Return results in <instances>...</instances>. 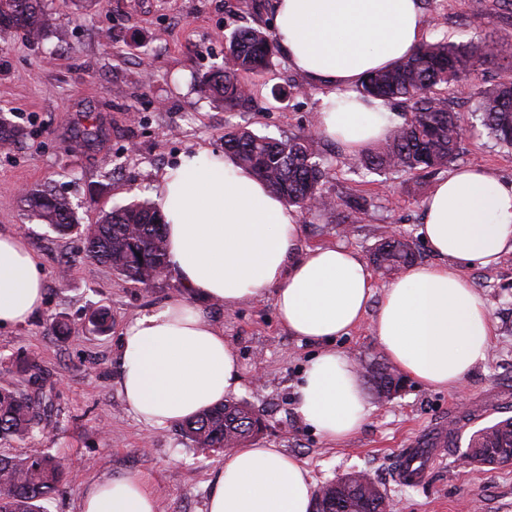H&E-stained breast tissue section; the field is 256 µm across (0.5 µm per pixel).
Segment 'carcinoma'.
<instances>
[{
  "mask_svg": "<svg viewBox=\"0 0 512 512\" xmlns=\"http://www.w3.org/2000/svg\"><path fill=\"white\" fill-rule=\"evenodd\" d=\"M50 28L43 0H0V33L22 30L40 38ZM278 45L260 28L233 33L223 67L203 77V85L229 109L251 100L242 83L243 73L269 67ZM492 63L503 72L491 88L478 92L481 126L499 143L512 148V41L490 40L461 45L448 41L425 42L395 67L377 71L357 92L364 98H382L407 104L411 119L393 126L387 143L378 152L365 151L359 158L367 170L417 172L448 166L464 137L456 113L436 94L442 84L453 86L458 78ZM101 125L91 123L77 130L76 141L89 144L101 137ZM320 139L309 130L284 139L261 136L247 128L224 134V151L266 181L288 204L304 207L320 199L319 209L364 211L350 196H331L323 190L325 170L316 160ZM31 214L59 234L77 228L68 199L51 190H37L25 197ZM83 258L108 265L119 275L148 285L166 268V243L161 210L151 202H135L105 213L87 228L81 249ZM418 252L413 238L401 232L386 234L372 250L377 269L394 272L413 264ZM23 377L0 380V439L21 442L36 439L50 424L43 399V376L33 358L20 365ZM402 377L381 363L369 369L374 391H388ZM181 436L198 448H233L261 432V414L246 403L226 400L178 423ZM471 464L494 468L512 459V417L486 425L473 433L464 452ZM68 479L60 458L50 452L33 456H0V512H45L43 503L59 493ZM337 503L363 512H385L381 496L365 495L357 482L342 480L329 488Z\"/></svg>",
  "mask_w": 512,
  "mask_h": 512,
  "instance_id": "1",
  "label": "carcinoma"
}]
</instances>
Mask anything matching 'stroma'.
<instances>
[{
    "label": "stroma",
    "mask_w": 512,
    "mask_h": 512,
    "mask_svg": "<svg viewBox=\"0 0 512 512\" xmlns=\"http://www.w3.org/2000/svg\"><path fill=\"white\" fill-rule=\"evenodd\" d=\"M274 0H46L52 26L36 41L17 31L0 39V109L23 134L0 148V232L25 238L39 255L45 285L41 311L22 326H0V372L37 358L49 379L52 422L34 442L0 441V454L50 452L65 460L70 483L45 505L46 512H78L85 485L106 475L142 473L163 496L164 512H205L224 453L196 448L168 425L149 428L129 414L117 383L119 339L136 316L181 296L178 280L163 274L150 285L128 280L107 265L79 258L76 235H60L32 218L26 191L49 189L66 196L81 226L103 212L153 198L166 168L197 146L224 151L225 132L244 127L286 137L315 128L319 87L278 54L271 68L242 75L252 101L227 109L204 92L201 79L221 64L226 39L241 27H274ZM475 0H425L430 40L469 44L512 39V15L494 0L476 14ZM496 65L439 86L467 133L455 165H480L512 180V150L501 147L473 116L474 92L494 82ZM105 134L77 146L76 129L89 118ZM324 189L366 200L357 218L336 210L300 215L302 243H340L368 257L388 230L417 238L421 203L437 175L375 174L353 166L340 144L319 143ZM419 263L433 262L419 242ZM493 322L487 359L467 373L461 392L434 390L413 381L387 403L373 402L361 429L345 443L324 442L296 414L294 390L314 354L312 344L290 336L279 323L271 296L227 309L212 303L208 316L224 329L245 375L240 400L258 410L265 427L258 445L281 448L309 471L315 486L363 471L386 494L391 512H512V462L492 470L464 467L443 452L423 483L394 477L395 455L435 426L454 423L468 404L482 410V424L512 416V253L495 265L464 272ZM110 313L106 333L88 323L91 310ZM359 367L386 357L363 322L336 341ZM262 383H255V374Z\"/></svg>",
    "instance_id": "obj_1"
}]
</instances>
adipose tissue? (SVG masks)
<instances>
[{
  "mask_svg": "<svg viewBox=\"0 0 512 512\" xmlns=\"http://www.w3.org/2000/svg\"><path fill=\"white\" fill-rule=\"evenodd\" d=\"M275 35L289 65L326 87L317 129L351 156L384 139L395 120L385 100L356 88L409 56L426 38L420 0H275ZM168 273L181 297L137 316L120 339L117 382L129 412L162 427L239 393L244 373L206 303L233 309L271 295L280 324L318 351L295 390L294 410L330 443L363 425L370 405L353 361L335 348L364 318L390 363L437 390L460 388L486 358L492 322L464 275L512 253V182L480 166L453 169L423 202L420 233L436 255L375 291L359 253L305 248L295 207L232 156L200 148L156 184ZM376 313H369L372 299ZM40 259L0 232V325H23L42 308ZM314 488L297 458L248 444L224 457L206 512H312ZM79 512H164L147 476L86 486Z\"/></svg>",
  "mask_w": 512,
  "mask_h": 512,
  "instance_id": "adipose-tissue-1",
  "label": "adipose tissue"
}]
</instances>
